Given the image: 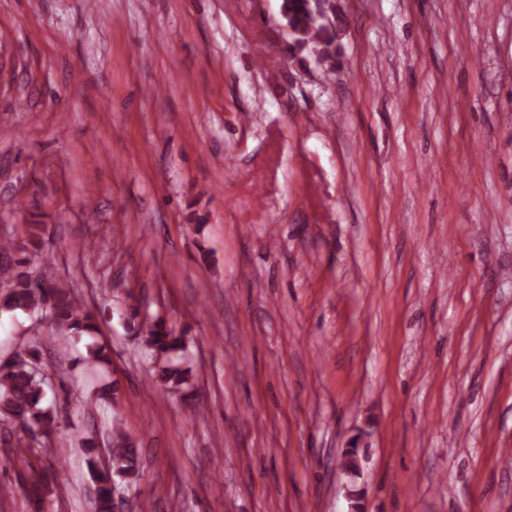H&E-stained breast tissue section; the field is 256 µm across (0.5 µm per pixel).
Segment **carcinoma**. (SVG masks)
Instances as JSON below:
<instances>
[{
    "label": "carcinoma",
    "mask_w": 512,
    "mask_h": 512,
    "mask_svg": "<svg viewBox=\"0 0 512 512\" xmlns=\"http://www.w3.org/2000/svg\"><path fill=\"white\" fill-rule=\"evenodd\" d=\"M280 10L288 25V55L283 62L301 60L318 49L326 60L336 57L339 32L343 20L336 15L333 0H281ZM13 245L0 241V283L7 291L0 298V311L20 312L46 322L59 331L81 335L97 331L95 314L79 299L75 290L62 282L46 287L22 270L28 259H9ZM130 332L142 349L154 359V384L165 393L183 394L193 387L194 370L180 352L185 350L184 338L164 319L151 316L130 326ZM40 339L34 335L18 347L14 358L0 361V418L15 422L20 431L39 433L49 438L57 429L58 414L43 404L44 384L31 375V360L39 358ZM87 362L95 368L108 369L111 350L94 348ZM112 466L99 462V452L90 440L82 441L92 480L96 484V512H112L114 477L132 481L139 475V449L117 427L113 428ZM49 489L48 477L38 474L29 481L30 501L35 512H45L44 491Z\"/></svg>",
    "instance_id": "carcinoma-1"
}]
</instances>
